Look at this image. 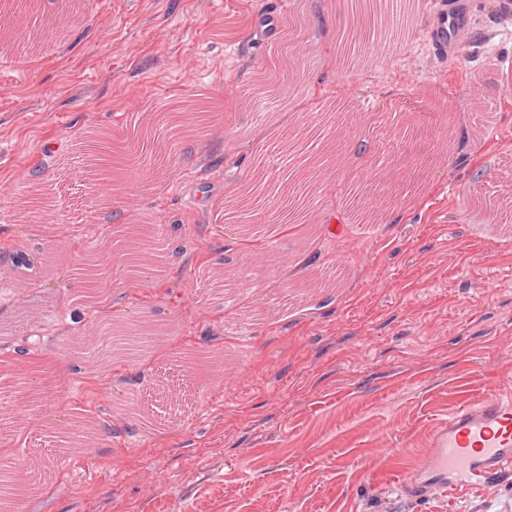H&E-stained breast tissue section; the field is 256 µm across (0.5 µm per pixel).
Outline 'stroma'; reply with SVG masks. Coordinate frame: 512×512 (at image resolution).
I'll return each mask as SVG.
<instances>
[{
  "mask_svg": "<svg viewBox=\"0 0 512 512\" xmlns=\"http://www.w3.org/2000/svg\"><path fill=\"white\" fill-rule=\"evenodd\" d=\"M80 2L65 39L26 55L0 42V184L11 187L0 202V372L42 365L56 391L0 425V457L21 468L36 449L56 461L21 512H512V484L428 501L395 478L412 464L405 448L461 398L512 393V25L498 0H474L462 57L437 60L416 0L390 50L352 65L336 33L369 0H282L259 55L266 0ZM300 13L301 51L316 62L257 117L245 91ZM188 99L210 116L175 166L151 189L127 183L111 205L93 198L77 142L99 130L127 137L163 103ZM330 105L354 122L314 127ZM442 123L447 146L380 223L330 222L348 186L390 157L399 126ZM284 126L337 139L340 164L305 225L250 254L224 202ZM47 158L58 220L33 230L13 213ZM104 211L110 223H86ZM126 224L164 230L171 254L138 282L107 264L100 310H74L76 256ZM16 250L28 268L13 265ZM226 254L243 266L217 306L206 287ZM104 316L149 319L166 335L136 362L73 371L62 339ZM130 404L145 425L127 436ZM77 414L121 434L63 447L57 434Z\"/></svg>",
  "mask_w": 512,
  "mask_h": 512,
  "instance_id": "stroma-1",
  "label": "stroma"
}]
</instances>
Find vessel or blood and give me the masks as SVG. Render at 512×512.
<instances>
[{"mask_svg": "<svg viewBox=\"0 0 512 512\" xmlns=\"http://www.w3.org/2000/svg\"><path fill=\"white\" fill-rule=\"evenodd\" d=\"M432 24L426 35L440 56H459L470 0H427ZM492 488L512 481V397L480 396L458 402L433 428L427 448L402 479L420 499H433L470 482Z\"/></svg>", "mask_w": 512, "mask_h": 512, "instance_id": "b4317fda", "label": "vessel or blood"}]
</instances>
